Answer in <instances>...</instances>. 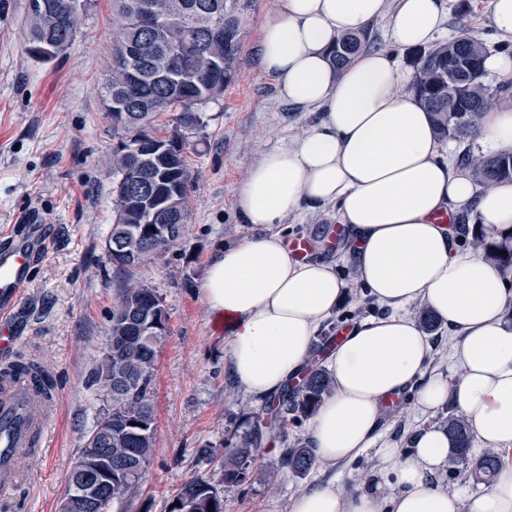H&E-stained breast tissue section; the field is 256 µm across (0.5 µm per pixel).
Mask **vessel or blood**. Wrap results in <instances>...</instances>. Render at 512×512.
<instances>
[{"mask_svg":"<svg viewBox=\"0 0 512 512\" xmlns=\"http://www.w3.org/2000/svg\"><path fill=\"white\" fill-rule=\"evenodd\" d=\"M46 236L44 225L33 226L27 236L11 239L0 246V356L17 351L21 338L13 315L23 292L30 284V270ZM337 231H330L322 242L305 236L288 239L290 254L307 259L315 248L336 246ZM51 430L47 405L37 393L35 374L0 377V495L8 496L26 482L15 462L28 453L31 445H44Z\"/></svg>","mask_w":512,"mask_h":512,"instance_id":"1","label":"vessel or blood"}]
</instances>
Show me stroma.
<instances>
[{"mask_svg":"<svg viewBox=\"0 0 512 512\" xmlns=\"http://www.w3.org/2000/svg\"><path fill=\"white\" fill-rule=\"evenodd\" d=\"M228 2L240 17L241 60L223 98L204 107L203 128L188 138L192 188L186 231L135 275L162 300L168 331L154 373L157 428L150 464L139 494L114 502L111 512H166L184 483L213 469L197 449L223 447L227 430L261 406L227 373V336L201 285L220 247L264 231L244 223L235 206L236 189L250 166L266 147L301 135L313 115L281 101L276 78L255 62L260 28L276 0ZM24 3L0 0V239L21 233L34 218L52 230L17 317L21 356L53 373L57 417L43 452L24 460L22 470L34 481L15 493L9 512H59L84 438L111 404L91 387L90 377L106 343L117 289L104 253L112 222L114 140L103 102L112 63V3L89 0L75 44L64 59L50 63L35 62L25 51ZM470 4L472 37L490 53L512 55V40L487 21L489 0ZM335 225L336 211L328 207L288 216L275 230L286 238L318 240ZM344 254L339 245L313 256L334 263L348 285L331 316L346 328L383 309L375 302L359 309L355 296L365 288ZM439 420L399 398L382 409L380 440L406 447L419 425ZM282 448L277 439L263 445L248 484L225 487L224 512H288L291 498L317 482H335L345 492L366 486L383 498L396 489L394 475L372 450L348 464H324L303 478L281 473L278 482L268 483Z\"/></svg>","mask_w":512,"mask_h":512,"instance_id":"35a3bbf8","label":"stroma"}]
</instances>
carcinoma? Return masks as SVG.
Returning a JSON list of instances; mask_svg holds the SVG:
<instances>
[{
  "label": "carcinoma",
  "instance_id": "carcinoma-1",
  "mask_svg": "<svg viewBox=\"0 0 512 512\" xmlns=\"http://www.w3.org/2000/svg\"><path fill=\"white\" fill-rule=\"evenodd\" d=\"M44 0L37 11L25 8L24 43L29 57L49 62L67 55L80 29L87 0ZM150 6L154 24L142 27L136 6ZM112 69L104 85L105 109L118 146L112 149V244L110 264L120 287L109 313L111 348H103L92 385L111 397L112 406L85 436L71 470L60 512H110L112 503L139 492L155 447V411L151 395L158 343L167 315L158 296L134 280V273L153 259L148 240L165 254L184 234L189 214L190 171L186 135L203 127L201 107L224 96L240 57V18L228 0H112ZM370 42V31L345 35L330 55L342 66ZM486 48L471 37H455L431 49L412 52V90L431 113L440 137L474 138L481 133L480 114L498 105L501 95L483 81ZM173 131L158 136L155 117L171 109ZM483 187L512 179V154L481 157L465 153ZM481 258L512 266V234L506 242L480 237ZM332 383L323 370L305 371L301 382L285 384L268 401L266 415L247 414L246 430L225 441L224 464L217 477L185 483L168 512H224V485L248 482L255 453L264 442L288 437V424L314 416L330 395ZM455 441L451 468L467 465L473 437L465 420L448 416ZM112 465V497L90 505L76 495L84 474ZM282 467L304 477L320 466L312 448L296 441L282 450ZM502 469L501 458L485 453L469 471L473 480L491 485ZM213 508H208V504Z\"/></svg>",
  "mask_w": 512,
  "mask_h": 512
}]
</instances>
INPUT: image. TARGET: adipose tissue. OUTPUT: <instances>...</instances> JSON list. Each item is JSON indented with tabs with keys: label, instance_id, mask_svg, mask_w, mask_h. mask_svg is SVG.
I'll return each instance as SVG.
<instances>
[{
	"label": "adipose tissue",
	"instance_id": "1",
	"mask_svg": "<svg viewBox=\"0 0 512 512\" xmlns=\"http://www.w3.org/2000/svg\"><path fill=\"white\" fill-rule=\"evenodd\" d=\"M449 11V0H277L261 28L259 69L276 77L281 99L317 117L260 154L235 205L244 223L265 225L332 206L347 227L356 277L386 313L337 339L327 359L333 392L311 441L328 464L377 448L397 483L385 503L363 488L314 484L289 512H512V467L483 493L448 492L452 442L438 425L418 427L404 450L375 445L383 403L409 392L425 411L453 402L478 447L512 449V269L461 251L447 222L512 229V181L482 190L442 157L429 113L407 88L412 74L388 49L357 52L340 67L328 56L339 37L380 19L393 44L429 45ZM480 125L487 149L512 152V105L484 112ZM346 289L332 263L293 259L275 233L221 248L201 292L228 322L230 378L259 400L297 380ZM415 302L452 335L447 373L428 368L432 346L404 313Z\"/></svg>",
	"mask_w": 512,
	"mask_h": 512
}]
</instances>
